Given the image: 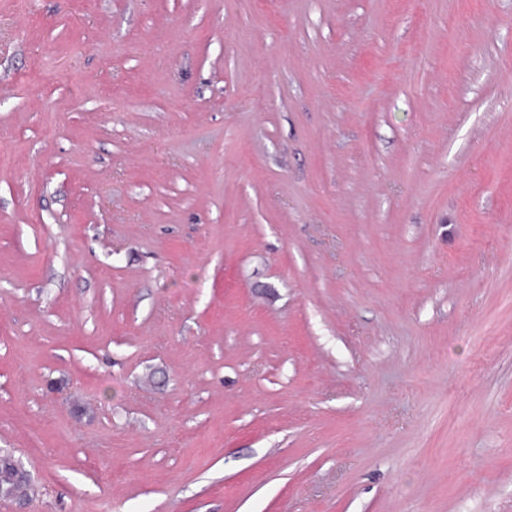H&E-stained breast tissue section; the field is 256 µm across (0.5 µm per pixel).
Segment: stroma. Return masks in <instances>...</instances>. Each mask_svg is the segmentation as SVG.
<instances>
[{
  "mask_svg": "<svg viewBox=\"0 0 512 512\" xmlns=\"http://www.w3.org/2000/svg\"><path fill=\"white\" fill-rule=\"evenodd\" d=\"M0 512H512V0H0Z\"/></svg>",
  "mask_w": 512,
  "mask_h": 512,
  "instance_id": "1",
  "label": "stroma"
}]
</instances>
